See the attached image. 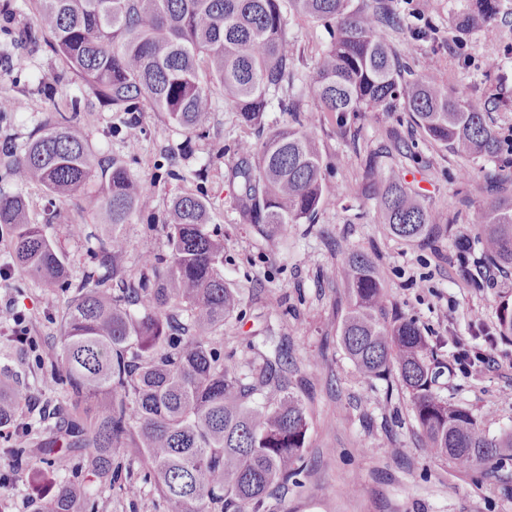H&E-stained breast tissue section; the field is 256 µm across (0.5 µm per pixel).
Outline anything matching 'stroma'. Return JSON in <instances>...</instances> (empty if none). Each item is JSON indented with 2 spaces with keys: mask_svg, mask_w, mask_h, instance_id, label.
I'll use <instances>...</instances> for the list:
<instances>
[{
  "mask_svg": "<svg viewBox=\"0 0 512 512\" xmlns=\"http://www.w3.org/2000/svg\"><path fill=\"white\" fill-rule=\"evenodd\" d=\"M403 19L401 29H382L381 37L399 50L415 73L436 68L448 84L477 99H493L487 116L503 135H512V0H501L502 18L480 31L459 33L454 19L468 0H392ZM287 33L296 62L293 81L280 98L297 94L309 82L319 55L330 38L322 26L287 15ZM495 61L487 69V61ZM23 73L0 70V94L10 101L7 121L0 123V149L24 145L52 114L51 104L35 87L62 70L50 47L26 61ZM140 136L131 141L114 137L116 113L94 109L77 113L75 123L95 149L124 158L133 174L145 181L147 193L126 233L130 241L124 265L140 268L139 241L149 225L162 224L171 199L182 192H199L212 203L211 223L224 235V280L242 291L243 316L224 328V349L246 370L255 353H270L282 345L292 361L294 391L301 399L309 428L301 485L289 486L267 499V512H512V461L476 479L448 463L426 458L422 435L410 397L397 378L368 382L357 373L339 343L342 291L336 281L341 260L337 242L370 255L376 263L390 301L414 318L426 336L429 363L438 373L434 390L469 409L488 437L512 431V336L497 338L490 355L494 369L459 370L448 339H470L474 323L497 325L500 303L512 304V268L494 281L483 275L482 250L474 245L475 228L468 215L486 197L485 173L494 162L476 164L448 154L422 135L413 148H395L387 139L398 117L369 113L359 123L357 141H350L335 121L325 120L318 138L326 161L330 197L315 223L293 224L287 241L266 239L248 224L235 195L233 168L238 142L253 140L234 112L216 104L195 140L193 152L178 168H170L167 153L185 140L162 113L139 115ZM384 150L383 164L418 192L437 214L449 218L448 236L440 252L404 244L373 221L374 202L360 195L361 164L370 150ZM468 175V198L458 189ZM98 183L68 204L52 202L40 188L19 189L11 172L0 163V192H23L34 223L47 224L70 255L64 281L46 287L19 269L0 277V306L21 311L29 336L50 344L58 339L65 308L90 264L98 245V220L89 200ZM71 224L85 225L83 237L69 238ZM470 240L467 263H460L458 244ZM12 328L0 324V367H8L28 385L37 402L53 393L46 365L36 352L11 340ZM51 474L40 471L32 481L16 480L0 461V512H32L30 501L46 496ZM99 512H162L150 491L130 497L119 491H95Z\"/></svg>",
  "mask_w": 512,
  "mask_h": 512,
  "instance_id": "obj_1",
  "label": "stroma"
}]
</instances>
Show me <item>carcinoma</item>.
I'll return each mask as SVG.
<instances>
[{
	"label": "carcinoma",
	"instance_id": "carcinoma-1",
	"mask_svg": "<svg viewBox=\"0 0 512 512\" xmlns=\"http://www.w3.org/2000/svg\"><path fill=\"white\" fill-rule=\"evenodd\" d=\"M33 22L0 28V66L17 68L16 49L48 44L73 75L79 94L22 151L5 150L21 187L38 186L66 204L100 181L94 204L102 236L67 306L60 343L49 360L55 387L65 391L59 420L4 441L3 460L18 480L42 463L58 472L81 457L83 479L54 483L33 512H96L91 483L136 494L148 486L164 512H260L270 494L301 483L308 431L306 411L291 389L287 351L248 363L242 374L224 363V330L242 312L239 289L224 281V236L209 224L210 201L175 196L168 251L143 236L144 273L123 265L125 227L147 192L128 163L93 150L71 115L96 106L123 115L118 133L138 126L149 108L193 135L214 110V92L240 124L261 132L260 143L237 145V200L267 239L288 238V225L313 223L329 192L328 163L317 138L322 121L347 128V116L408 113L425 138L457 156L500 162L486 178L487 197L470 215L488 262L512 268V140L487 121L485 105L429 71L416 75L381 37L402 18L389 0H288L293 13L323 25L331 42L308 88L279 100L290 121L264 126L279 90L292 82L295 57L282 0H32ZM500 0H472L456 18L460 32L495 23ZM317 101L306 112L305 97ZM377 223L394 237L437 250L448 225L423 198L384 168L363 159ZM0 228L10 234L12 266L52 286L66 277L68 257L45 224L28 217L21 192L0 194ZM346 306L339 341L366 380L398 372L410 394L426 456L469 475L491 473L512 458V432L493 439L465 407L439 396L429 344L414 319L390 302L375 263L350 248L338 271ZM498 334L512 336V307L498 312ZM31 392L0 373V430L12 429Z\"/></svg>",
	"mask_w": 512,
	"mask_h": 512
}]
</instances>
